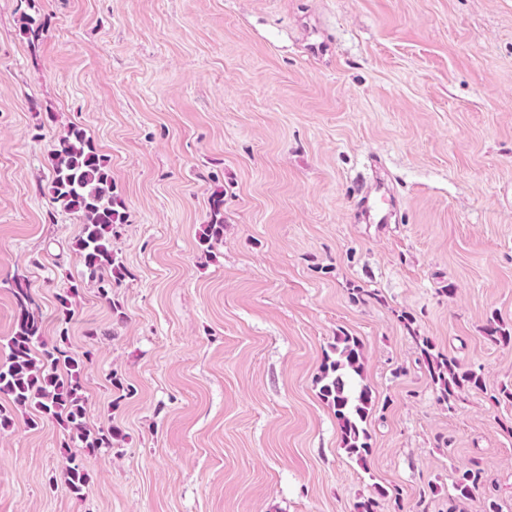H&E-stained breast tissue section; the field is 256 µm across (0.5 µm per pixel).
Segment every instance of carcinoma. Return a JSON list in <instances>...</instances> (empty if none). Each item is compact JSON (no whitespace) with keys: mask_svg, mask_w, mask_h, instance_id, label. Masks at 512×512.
I'll return each mask as SVG.
<instances>
[{"mask_svg":"<svg viewBox=\"0 0 512 512\" xmlns=\"http://www.w3.org/2000/svg\"><path fill=\"white\" fill-rule=\"evenodd\" d=\"M52 177L47 187L51 202L83 218L82 231L75 250L83 261L85 275L98 285V296L108 303L112 313L120 307L112 301V288L126 275V269L112 249V237L124 221L119 211L121 200L113 193L112 175L106 158L81 127L74 125L59 137L49 154ZM224 192L213 193L209 221L202 225L199 244L207 249L224 239ZM80 284L70 282L58 297L60 305V341L68 339V324L73 319V300L79 296ZM12 295L16 304L14 332L8 339L7 362L0 364V393L8 396L15 407L34 409L40 416L58 421L72 439L84 448H110L123 438L116 426L97 431L85 423L87 398L84 394L83 360L55 344L48 346L42 325L29 310L32 297L23 279L14 281ZM486 334L495 343H512V326L491 324ZM427 372L438 392V400L451 403L467 389H483L480 375L462 369L459 362L440 352L425 340L419 346ZM364 372V355L360 341L348 335L338 336L330 345L318 377L320 398L333 411L341 446L360 465H367L372 454L370 436L364 427L375 406L369 386L359 383ZM63 476L70 490L80 495L90 482L83 464L69 455ZM485 482L483 469L477 464L457 471L453 482L456 498L467 499ZM398 492L382 486L375 494L358 502L355 512H382L384 502L397 499Z\"/></svg>","mask_w":512,"mask_h":512,"instance_id":"cac0c4a2","label":"carcinoma"}]
</instances>
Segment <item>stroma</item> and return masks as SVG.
Listing matches in <instances>:
<instances>
[{
  "mask_svg": "<svg viewBox=\"0 0 512 512\" xmlns=\"http://www.w3.org/2000/svg\"><path fill=\"white\" fill-rule=\"evenodd\" d=\"M72 125L124 204L126 275L108 303L84 283L68 343L87 425L124 437L87 452L0 395V512H355L378 485L401 512H512V402L490 399L512 344L485 332L512 325V0H0V363L13 280L52 344L83 271L82 219L44 193ZM342 333L375 398L363 466L316 384ZM422 337L483 389L438 401ZM224 193L223 191H215L213 193L212 208L210 219L207 224H203L199 233V244L209 251L213 243L224 239ZM79 288L80 284L76 280L70 281V284L69 286H67L66 291H64V294H61L58 297L60 305L59 310L61 315L59 318V323L62 326L60 329L59 337L62 343H65L69 337V328L67 325L70 324L74 316V309L71 308L73 306L72 300L79 296ZM66 455L67 462L63 470L65 482L75 495H81L90 482V474L75 457L68 453ZM485 482L483 469L476 463L457 471L453 482V489L457 499H467L478 492Z\"/></svg>",
  "mask_w": 512,
  "mask_h": 512,
  "instance_id": "obj_1",
  "label": "stroma"
}]
</instances>
